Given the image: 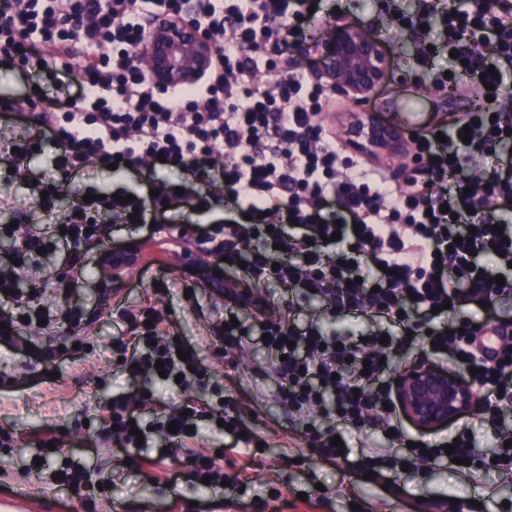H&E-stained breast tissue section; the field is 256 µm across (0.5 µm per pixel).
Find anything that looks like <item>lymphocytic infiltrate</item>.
<instances>
[{
	"label": "lymphocytic infiltrate",
	"instance_id": "obj_1",
	"mask_svg": "<svg viewBox=\"0 0 512 512\" xmlns=\"http://www.w3.org/2000/svg\"><path fill=\"white\" fill-rule=\"evenodd\" d=\"M322 0H194L192 11L217 52L209 73L192 85L165 89L147 78L137 47L150 37L145 15L180 13L184 0H82L85 19L74 22L59 0H0V65L20 71L46 67L56 75L51 100L33 111L34 96L14 98L12 136L0 137V212L13 211L4 185L26 175L33 154L52 143L49 174L31 185L40 209L59 231L32 237L21 222L0 225L12 242L0 263V343L18 345L22 326L44 322L48 331L73 334L86 317L65 300L74 282L55 277L56 311L24 302L18 286L32 282L39 250L58 241L73 247L74 272L110 226L148 227L150 237L177 232L181 240L212 245L228 263H245L253 281L273 279L327 300L331 313L366 311L396 328L398 339L367 340L299 329L270 316L258 297L253 314L277 359L278 399L289 413L322 410L337 424L395 430L393 353L427 339L472 373L484 400L482 425L492 442L469 430L454 438L418 441L405 456L378 448L352 456L332 444L335 426L306 429L310 451L345 460L359 474H396L411 461L468 460L512 481V427L497 417L512 409V315L500 305L512 298V106L500 100L501 76L512 70V0H418L405 12L399 0H378L390 24L417 43L414 63L444 90L466 80L482 106L411 134L420 172L401 181L391 165L349 152L320 116L335 101L310 70L287 50L304 35ZM453 52L450 70L435 68V45ZM81 82H73L72 71ZM267 73L262 87L258 73ZM146 170L147 194L119 202L90 201L73 192L71 177L88 166ZM191 173L195 183L176 193L158 168ZM205 191H197L196 183ZM205 211L222 204L223 224L204 228L175 219L179 205ZM343 249H333L332 233ZM503 284H496V276ZM140 334L144 349L128 362L138 372L163 365L182 381L202 380L194 357L179 359L175 321L148 313Z\"/></svg>",
	"mask_w": 512,
	"mask_h": 512
}]
</instances>
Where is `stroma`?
<instances>
[{
	"mask_svg": "<svg viewBox=\"0 0 512 512\" xmlns=\"http://www.w3.org/2000/svg\"><path fill=\"white\" fill-rule=\"evenodd\" d=\"M394 41L388 75L371 94L369 111L405 131H424L471 111L467 86L445 94L402 81L417 45L406 35H395ZM53 154V147H46L25 180L11 187L28 231L41 237L50 235L52 223L31 199L28 184L48 170ZM190 283L188 274L172 264L145 259L116 285L91 262L68 299L70 307L88 316L77 335L84 352L68 351L49 363L0 343V367L15 377L12 384L0 385V429L10 434L9 447H0V506L22 502L28 512H415L420 497H475L486 499V512H512V489L482 470L466 479L446 463L418 462L396 476L406 491L398 497L385 491L383 482L365 481L344 464L317 459L299 437L307 423L324 429L334 425V417L314 413L305 421L291 416L277 398L280 380L269 371L274 355L261 340L259 324L245 318L252 338L244 346L218 342L224 305L206 288L186 293ZM252 290L276 295L280 312L301 326L319 318L329 333L349 337L387 329L385 322L358 311L325 316L326 303L318 298L289 308L287 292L273 283H256ZM148 305L168 310L179 322L181 340L195 347L198 365L207 373L204 382L182 387L158 376L130 375L119 344L131 335L119 311ZM139 397L145 403L134 414L146 432V457L124 448L99 420L100 410L112 401ZM189 397L209 409L195 421L193 447L211 456L222 453L228 472L237 463L228 452L234 438L216 428L215 418L248 410L245 426L264 443L252 458L248 483L201 487L175 441L156 432V421ZM49 433L56 440L52 450L41 444ZM66 462L86 471L90 483L53 482V471Z\"/></svg>",
	"mask_w": 512,
	"mask_h": 512,
	"instance_id": "stroma-1",
	"label": "stroma"
}]
</instances>
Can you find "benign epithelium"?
<instances>
[{
  "label": "benign epithelium",
  "mask_w": 512,
  "mask_h": 512,
  "mask_svg": "<svg viewBox=\"0 0 512 512\" xmlns=\"http://www.w3.org/2000/svg\"><path fill=\"white\" fill-rule=\"evenodd\" d=\"M148 25L151 38L140 56L157 87L193 82L208 73L216 47L191 8L178 15L155 14ZM388 65L389 43L371 30L344 23L322 36L316 77L352 103L345 135L356 152H404L396 127L377 121L365 109L369 92L385 79ZM393 393L405 419L421 433L447 427L479 403L474 386L462 375L404 360L398 362Z\"/></svg>",
  "instance_id": "7a95c632"
}]
</instances>
